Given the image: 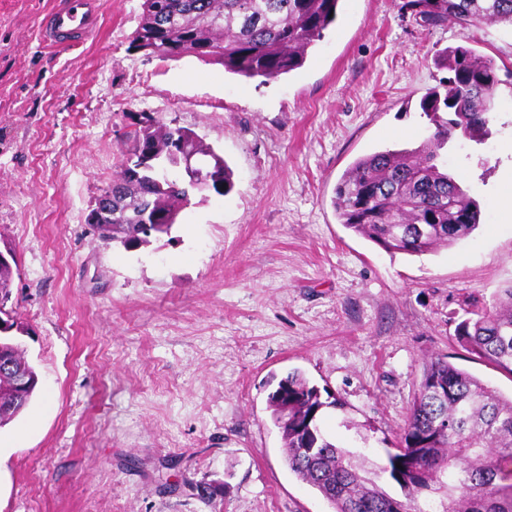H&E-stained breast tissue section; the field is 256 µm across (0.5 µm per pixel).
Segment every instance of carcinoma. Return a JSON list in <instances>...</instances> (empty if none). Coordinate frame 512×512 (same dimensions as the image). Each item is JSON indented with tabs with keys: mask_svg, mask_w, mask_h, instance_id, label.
<instances>
[{
	"mask_svg": "<svg viewBox=\"0 0 512 512\" xmlns=\"http://www.w3.org/2000/svg\"><path fill=\"white\" fill-rule=\"evenodd\" d=\"M342 0H144L132 46L156 47L165 61L193 56L224 65V70L266 83L301 68L308 50L324 38L338 16ZM416 22L425 28L457 23L462 29L481 24L512 25V0H406ZM448 71L440 88L431 89L421 109L434 132L415 149L378 151L357 159L335 188L332 200L344 227L385 250L422 256L452 247L480 223V208L448 173L443 151L455 133L477 144L491 131L499 79L493 60L462 46L434 56ZM452 117L445 118L443 114ZM185 139L209 158L212 184L192 185L173 174L171 151ZM127 160H145L136 171L124 165L105 188L112 227L94 232L105 244L126 249L168 235L178 213L196 193L218 192L234 183L224 157L194 132L171 127L142 113L126 134ZM170 214L169 221L146 232L139 228L147 208ZM13 268L0 266V317L11 299ZM457 335L468 350L496 369L512 375V285L500 289L490 307L458 324ZM0 358L12 373L25 375L29 387L20 395L0 394V428L28 406L39 378L10 336H0ZM288 429L282 432L288 468L315 489L333 512H430L412 505L423 491L439 497L436 512H512V397L506 398L472 374L437 358L428 362L396 450L387 452L384 471L408 502L387 494L363 475L361 463L328 440L317 424L324 407L317 387L290 373ZM302 448L318 449L309 458Z\"/></svg>",
	"mask_w": 512,
	"mask_h": 512,
	"instance_id": "carcinoma-1",
	"label": "carcinoma"
}]
</instances>
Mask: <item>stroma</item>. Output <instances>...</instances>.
<instances>
[{"mask_svg": "<svg viewBox=\"0 0 512 512\" xmlns=\"http://www.w3.org/2000/svg\"><path fill=\"white\" fill-rule=\"evenodd\" d=\"M55 2L0 0V248L16 254L13 336L39 377L0 428V512H331L289 470L268 408L296 369L339 402L323 434L404 499L387 450L428 361L512 395L456 336L512 284V26L427 29L405 0H344L304 65L263 84L131 48L143 0H99L94 37L51 44ZM456 45L500 79L487 142L448 144L480 224L392 254L340 224L334 189L358 158L432 133L420 102ZM143 112L220 152L234 188L127 250L88 220Z\"/></svg>", "mask_w": 512, "mask_h": 512, "instance_id": "35a3bbf8", "label": "stroma"}]
</instances>
